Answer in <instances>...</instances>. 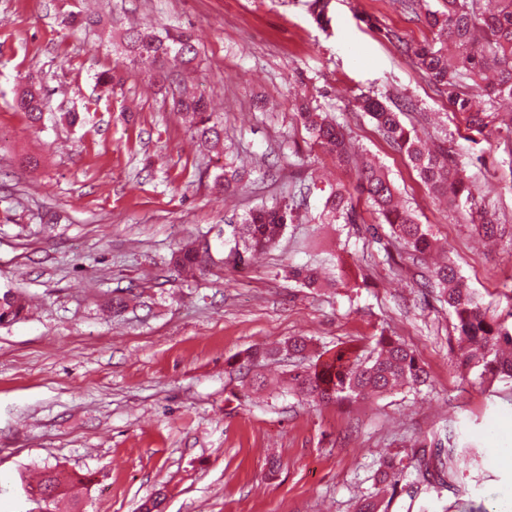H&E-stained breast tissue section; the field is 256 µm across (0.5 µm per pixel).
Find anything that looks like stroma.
<instances>
[{"label":"stroma","mask_w":512,"mask_h":512,"mask_svg":"<svg viewBox=\"0 0 512 512\" xmlns=\"http://www.w3.org/2000/svg\"><path fill=\"white\" fill-rule=\"evenodd\" d=\"M0 0V288L27 301L0 324V512H54L22 480L49 466L87 476L80 512H355L382 458L406 456L443 428L463 453L449 487L398 489L389 512H499L512 501V383L462 380L446 306L418 288L427 265L397 264L370 235L322 219L324 191L355 174L313 142L293 107L307 99L388 171L432 225L471 288L497 310L512 292V252L428 193L356 106L364 94L412 102L402 116L431 146L457 152L477 204L512 227V133L468 129L389 41L431 39L400 0ZM94 25L69 30V14ZM191 31L199 65L178 80L224 122V148L194 138L152 71L126 58L129 28ZM114 70L118 80L99 83ZM41 87L31 128L16 106ZM80 115L77 124L61 120ZM250 177L211 189L225 160ZM303 194L279 244L249 266L184 278V240L216 239L250 209ZM344 246L348 275L314 289L289 268ZM128 306L106 309L115 290ZM416 351L421 392L315 404L272 386L244 395L238 361L306 336L307 361L380 335ZM281 467L270 472L268 461Z\"/></svg>","instance_id":"35a3bbf8"}]
</instances>
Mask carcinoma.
I'll list each match as a JSON object with an SVG mask.
<instances>
[{
	"label": "carcinoma",
	"mask_w": 512,
	"mask_h": 512,
	"mask_svg": "<svg viewBox=\"0 0 512 512\" xmlns=\"http://www.w3.org/2000/svg\"><path fill=\"white\" fill-rule=\"evenodd\" d=\"M445 2L447 10L433 11L425 0H404L409 13L424 17L438 44L403 43L401 48L447 94L449 105L464 115L467 127L480 133L495 116L474 111L472 99L462 87L470 80L492 98H512V0H495L491 8L482 5L481 0ZM125 52L132 62L152 60L160 77L172 70L189 69L198 58L194 39L179 29L163 34L132 30L125 37ZM174 105L179 113L196 119L191 132L201 141L221 140L222 120L209 111L203 96L184 91ZM18 107L30 122L44 121L40 89H25L18 98ZM360 109L375 121L392 147L406 156L432 194L448 200L455 208L472 201L471 185L462 177L461 164L454 153L443 147L436 152L426 149L403 124L400 113L378 97H362ZM298 115L316 144L355 170L352 187L333 188L326 197L327 218L354 226L361 223L358 202L364 199L380 216L381 224L389 227L395 241L418 256H429L436 244L431 226L418 223L408 208L399 205L397 189L383 167L368 156L353 158L344 128L327 115L305 103L299 107ZM246 175L245 170L226 164L224 171L214 176L212 189L222 194L237 188ZM295 213L296 209L287 203L250 211L233 227L228 257L235 264L251 262L256 253L278 243ZM472 224L478 235L490 239L497 238L501 231L499 219L485 213L472 219ZM170 263L193 277L214 266L224 267V258H214L212 245L197 238L173 252ZM324 269L323 265L294 267L289 276L303 287L314 288ZM424 287L437 292L438 301L448 305L457 347L456 366L463 376L476 373L491 383L498 378L512 379V308L496 316L489 314L452 260L434 268ZM25 311L26 303L19 293L11 289L0 291V324L20 320ZM427 379L428 373L413 349L390 336H381L367 356L353 346L338 347L328 357L319 354L309 367L288 372L286 386L313 402H331L376 399L398 388L416 389L426 384ZM412 456L416 465L411 470L400 459H383L378 468V483L395 491L402 485L418 490L454 481L460 452L453 434H446L443 441L412 449ZM78 483L82 480L74 482L47 467L36 488L64 498ZM389 505L377 488L359 501L356 512H388Z\"/></svg>",
	"instance_id": "cac0c4a2"
}]
</instances>
